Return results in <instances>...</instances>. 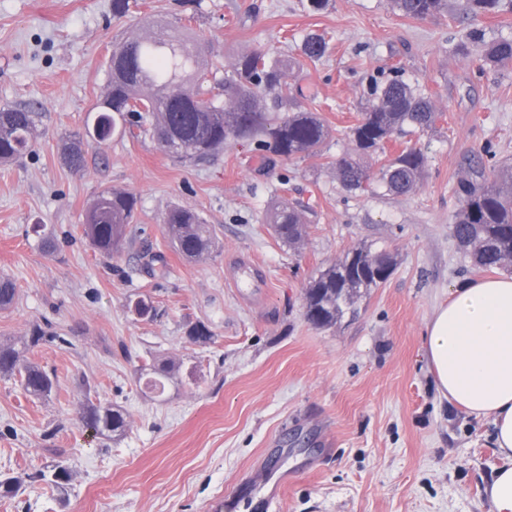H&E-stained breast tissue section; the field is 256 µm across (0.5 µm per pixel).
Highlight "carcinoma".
<instances>
[{"instance_id": "carcinoma-1", "label": "carcinoma", "mask_w": 512, "mask_h": 512, "mask_svg": "<svg viewBox=\"0 0 512 512\" xmlns=\"http://www.w3.org/2000/svg\"><path fill=\"white\" fill-rule=\"evenodd\" d=\"M401 16L423 19L448 12V0H391ZM462 14L500 15L512 12V0H462ZM482 68L512 69V38L486 39L480 30L470 33ZM196 40L187 32L163 31L129 37L117 44L112 57L121 63L110 64L109 82L97 103L94 120L98 139L104 147L112 136L123 131L129 114L138 115L143 131L158 144L167 139L181 142L171 157L189 162L210 159L235 141L249 140L261 151L284 160L317 157L332 137V129L321 113L305 106L288 84V74L299 66V58L321 60L328 49L326 39L309 33L299 46V57L281 55L275 59L260 49L237 54L224 81L195 48ZM222 89L223 98L210 94L212 86ZM367 106L350 129L358 156L345 155L332 163L336 178L348 191H363L378 183L387 194L413 193L425 169L421 150L406 147L386 160L377 171L364 165L359 156L385 149L395 137L435 129L442 117L431 97L419 87L393 75L371 78L367 86ZM38 113L30 107L0 110V164L19 161L30 152ZM68 166L82 171L86 153L77 142L62 146ZM460 207L448 222V233L478 269L509 271L504 264L512 251V166L493 164L473 169L459 181ZM136 198L129 192L107 190L99 193L86 210L82 233L93 249L112 256L133 223ZM311 211L284 196L277 197L265 211L263 223L290 249L299 248L311 223ZM163 231L180 255H206L218 243L213 225L205 222L193 207L176 205L163 218ZM387 251L368 245L347 250L336 262L313 276L303 294L305 319L315 327L328 328L353 310L363 289L386 282L376 262ZM16 283L0 276V309L14 305ZM177 369L172 361L153 366L149 387L164 393L166 382ZM0 374L17 376L23 389L32 396L48 397L54 387L50 374L39 364L22 358L12 345L0 344ZM81 425L94 436L112 438L125 433L126 413L111 405L87 406Z\"/></svg>"}]
</instances>
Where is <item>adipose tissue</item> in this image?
I'll return each mask as SVG.
<instances>
[{"label": "adipose tissue", "instance_id": "1", "mask_svg": "<svg viewBox=\"0 0 512 512\" xmlns=\"http://www.w3.org/2000/svg\"><path fill=\"white\" fill-rule=\"evenodd\" d=\"M425 351L441 395L490 419L504 464L484 494L491 512H512V277L455 288L427 326Z\"/></svg>", "mask_w": 512, "mask_h": 512}]
</instances>
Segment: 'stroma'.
Here are the masks:
<instances>
[{
	"instance_id": "obj_1",
	"label": "stroma",
	"mask_w": 512,
	"mask_h": 512,
	"mask_svg": "<svg viewBox=\"0 0 512 512\" xmlns=\"http://www.w3.org/2000/svg\"><path fill=\"white\" fill-rule=\"evenodd\" d=\"M304 2L133 0L117 19L112 0H0V108L39 114L32 152L0 165V274L19 290L0 310V343L41 325L48 338L26 356L56 379L46 400L0 375V475L24 480L0 512H490L484 484L503 463L493 426L439 393L424 341L436 307L483 276L448 233L457 184L485 146L512 165V75L478 72L455 45L475 29L512 36V14L466 17L460 0L422 20L388 0H332L312 14ZM178 17L225 64L323 35L327 55L289 81L335 128L334 158L354 150L348 131L372 76L397 70L420 84L443 118L411 138L426 157L417 191L350 193L316 160L273 161L242 141L181 164L132 122L71 170L61 143L85 140L115 44ZM112 189L134 194L137 211L107 257L81 224ZM277 195L315 213L300 249L262 222ZM176 205L217 231L199 261L163 233ZM360 243L390 251L395 271L336 326H312L306 283ZM141 299L153 317L134 314ZM197 324L209 342L190 339ZM165 359L178 369L159 397L144 375ZM91 402L123 409L126 432L104 440L83 429ZM57 463L71 475L62 489L40 477Z\"/></svg>"
}]
</instances>
